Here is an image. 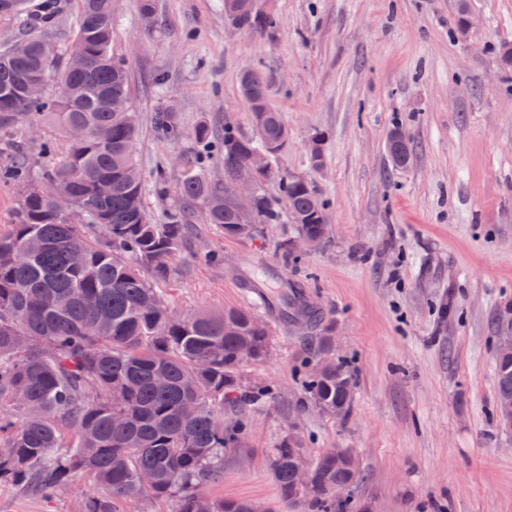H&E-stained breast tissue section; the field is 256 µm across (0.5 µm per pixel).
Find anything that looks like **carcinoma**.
<instances>
[{
    "instance_id": "obj_1",
    "label": "carcinoma",
    "mask_w": 512,
    "mask_h": 512,
    "mask_svg": "<svg viewBox=\"0 0 512 512\" xmlns=\"http://www.w3.org/2000/svg\"><path fill=\"white\" fill-rule=\"evenodd\" d=\"M62 0H0V26L12 41L0 45V127L23 115L32 126L53 122L84 127L66 139L61 159L31 177L18 154L0 163V183L17 190L12 223L0 228V482L26 494L53 498L77 475L85 477L82 512H127L143 498L168 512H250L251 502L209 496L224 477V452L245 447L243 416L269 395L247 387L239 358L261 362L267 325L247 310L172 314L161 285L173 275L197 213L229 238L252 239L277 212L260 198V224H242L228 201L257 151L288 144V128L267 100L269 77L241 76L240 89L255 108L254 133L226 123L200 122L197 152L183 159L174 205L155 222L146 212L144 180L134 159L138 125L114 112L107 94L130 96L124 59L112 51L111 0H79V15L61 53L45 31L63 16ZM240 26L274 27L272 13L253 12L246 0H224ZM54 82L58 95L29 97L25 83ZM156 134L176 143L184 130L170 107L154 115ZM221 147L224 182L206 175L209 148ZM281 194L297 222V236L325 240L323 201L314 186L278 175ZM93 225L102 237L92 238ZM81 261L71 259L72 248ZM274 306L298 324L321 321L300 284L290 282ZM511 302L499 305L493 331L512 329ZM328 330L315 337V363L302 381L311 405L347 416L356 372L335 356ZM494 412L512 402V355L494 354ZM238 414L229 423L227 410ZM300 439L285 437L269 459L281 498L298 512H353L336 486L352 484L357 468L331 466L329 451L309 462L315 489L300 497L294 459Z\"/></svg>"
}]
</instances>
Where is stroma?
Segmentation results:
<instances>
[{"instance_id": "stroma-1", "label": "stroma", "mask_w": 512, "mask_h": 512, "mask_svg": "<svg viewBox=\"0 0 512 512\" xmlns=\"http://www.w3.org/2000/svg\"><path fill=\"white\" fill-rule=\"evenodd\" d=\"M114 52L128 60L139 134L135 159L144 205L161 218L179 184V157L195 149L202 121L253 131L240 92L244 72L271 80L269 101L288 127L272 170L311 179L329 232L301 261L282 263L295 238L288 221L252 240L189 231L163 292L175 310L242 308L267 322L270 354L239 367L243 383L267 385L274 400L248 418L246 446L224 455L211 497L249 499L288 512L269 467L271 451L299 435L308 458L352 452L354 507L382 512H512V431L496 426L497 305L512 301V0H470L473 27L456 31L458 0H260L276 26L238 29L222 0H154L144 33L141 0H113ZM165 83L155 87L154 76ZM174 105L186 132L159 138L154 113ZM402 128L409 164L393 166L386 141ZM322 135L321 168L309 144ZM45 140L62 130L19 120L0 135V161L28 155L32 176L58 162ZM167 173L169 194L150 177ZM216 251L221 262L206 261ZM266 281L265 298L243 281ZM301 282L332 329L338 356L356 374L352 411L341 420L308 406L301 380L312 363L313 328L270 309L284 279ZM453 309H446V302ZM80 486L45 500L0 484V512H79Z\"/></svg>"}]
</instances>
